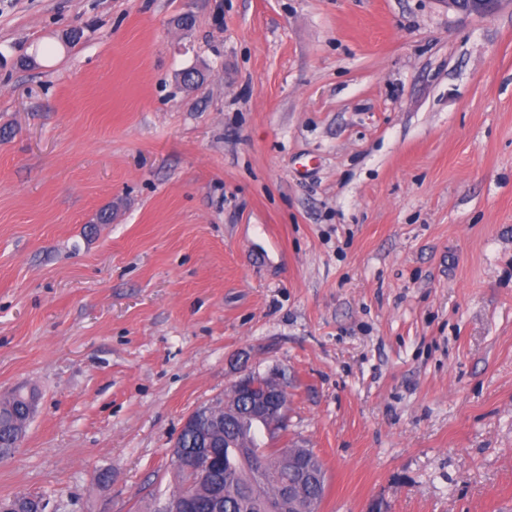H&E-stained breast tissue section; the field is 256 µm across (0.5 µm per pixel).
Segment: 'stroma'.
Masks as SVG:
<instances>
[{
  "label": "stroma",
  "mask_w": 512,
  "mask_h": 512,
  "mask_svg": "<svg viewBox=\"0 0 512 512\" xmlns=\"http://www.w3.org/2000/svg\"><path fill=\"white\" fill-rule=\"evenodd\" d=\"M273 369L318 512H512V7L0 0V499L159 512ZM288 393L280 371H271L265 375L247 374L238 379L232 386V398L224 410L222 403L220 410L213 406L200 408L193 412L186 420L182 431L190 426L198 431V444L189 430L181 434L183 448H181L180 434L173 449L175 466L180 470H197L202 468V462H210L214 457V448H220L213 437V431L224 427L233 421H258L264 426L267 438H276L285 432L288 426V408L285 396ZM212 413H219L224 419H215ZM184 448L193 451L184 450ZM30 419L22 390L0 398V448L5 452L3 458L17 447V442L22 438H18V434H25Z\"/></svg>",
  "instance_id": "obj_1"
}]
</instances>
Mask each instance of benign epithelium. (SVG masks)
Segmentation results:
<instances>
[{
    "instance_id": "7a95c632",
    "label": "benign epithelium",
    "mask_w": 512,
    "mask_h": 512,
    "mask_svg": "<svg viewBox=\"0 0 512 512\" xmlns=\"http://www.w3.org/2000/svg\"><path fill=\"white\" fill-rule=\"evenodd\" d=\"M449 10L473 16H487L495 13L506 0H440ZM288 393L282 373L271 371L265 375L247 374L232 386V398L225 408H200L193 412L184 423L198 431L199 447L193 451L181 448L176 441L173 449L175 466L181 470H197L202 462L214 457L217 442L213 431L233 421H258L264 426L265 435L275 438L285 432L288 426V408L285 396ZM310 453L295 452L288 465L298 475V482L315 483L320 480L319 472L309 464Z\"/></svg>"
}]
</instances>
